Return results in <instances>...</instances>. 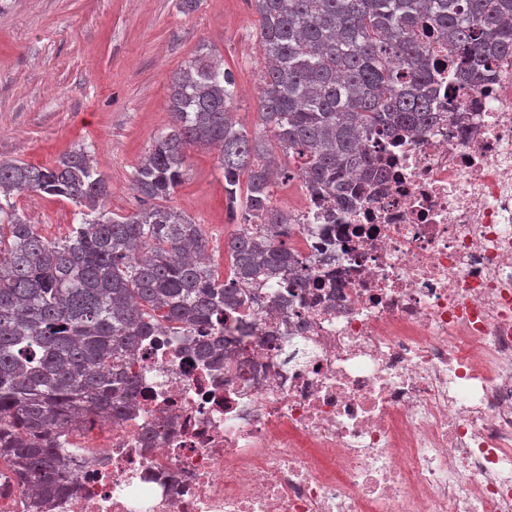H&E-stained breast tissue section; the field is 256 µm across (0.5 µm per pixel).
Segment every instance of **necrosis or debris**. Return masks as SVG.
<instances>
[{
    "mask_svg": "<svg viewBox=\"0 0 512 512\" xmlns=\"http://www.w3.org/2000/svg\"><path fill=\"white\" fill-rule=\"evenodd\" d=\"M431 96L351 211L290 208L305 285L228 313L229 363L147 337L133 414L75 422L66 491L0 512H512V56Z\"/></svg>",
    "mask_w": 512,
    "mask_h": 512,
    "instance_id": "necrosis-or-debris-1",
    "label": "necrosis or debris"
}]
</instances>
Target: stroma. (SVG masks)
Segmentation results:
<instances>
[{
  "mask_svg": "<svg viewBox=\"0 0 512 512\" xmlns=\"http://www.w3.org/2000/svg\"><path fill=\"white\" fill-rule=\"evenodd\" d=\"M176 2L0 0V158L49 167L87 149L110 182L107 208L136 212L144 203L131 176L169 123L174 73L203 47L235 75L237 123L262 132L263 59L249 0H199L185 14ZM166 204L201 224L213 274L225 277L224 242L240 217L228 208L216 149H190L186 176ZM17 205L49 240L81 221L59 197L26 192Z\"/></svg>",
  "mask_w": 512,
  "mask_h": 512,
  "instance_id": "35a3bbf8",
  "label": "stroma"
}]
</instances>
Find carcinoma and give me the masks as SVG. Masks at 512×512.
<instances>
[{
    "instance_id": "obj_1",
    "label": "carcinoma",
    "mask_w": 512,
    "mask_h": 512,
    "mask_svg": "<svg viewBox=\"0 0 512 512\" xmlns=\"http://www.w3.org/2000/svg\"><path fill=\"white\" fill-rule=\"evenodd\" d=\"M265 59L259 98L264 135L233 120L235 77L202 48L171 81L168 131L132 173L153 205L118 216L107 177L80 149L51 167L0 159V457L3 481L46 500L63 488L59 450L68 424L87 414L121 419L136 376L123 361L139 342L181 325L224 326L260 281L300 265L280 237L288 212L275 180L300 176L344 210L381 173L365 147L436 119L429 89L435 49L457 50L477 89L484 62L512 54V0H250ZM435 30L430 37L422 22ZM294 161L272 168L268 142ZM219 151L224 193L242 224L225 243L233 274L202 261L208 239L191 217L160 204L182 181L188 149ZM248 170L244 194L240 175ZM27 191L63 197L81 223L46 240L17 206Z\"/></svg>"
}]
</instances>
